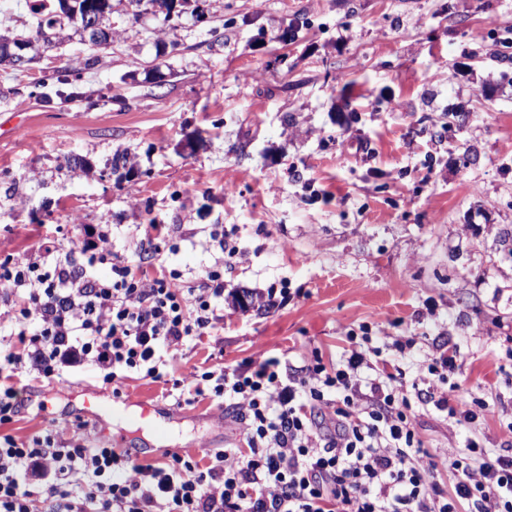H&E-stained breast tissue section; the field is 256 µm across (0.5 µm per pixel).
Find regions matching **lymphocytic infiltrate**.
Segmentation results:
<instances>
[{
    "mask_svg": "<svg viewBox=\"0 0 512 512\" xmlns=\"http://www.w3.org/2000/svg\"><path fill=\"white\" fill-rule=\"evenodd\" d=\"M110 231L99 243L63 252L45 243L36 259L0 260V300L14 312L0 321V377L36 364L62 380L61 366L92 364L105 384L127 373L160 379L167 353L211 335L224 320L219 271L206 288L185 292L175 278H145L114 255ZM107 264L111 275L99 277ZM367 358L352 348L328 370L311 354L301 370L271 358L183 381L195 394L233 405L246 445L210 454L207 470L179 453L159 465L133 464L128 452L96 448L85 438L50 434L31 444L0 442V512H512V454L470 440L448 458L451 490L425 468V450L404 388L381 378L362 382ZM437 408L456 427L484 417L485 400L459 385L439 391ZM45 480L38 508L29 489Z\"/></svg>",
    "mask_w": 512,
    "mask_h": 512,
    "instance_id": "lymphocytic-infiltrate-1",
    "label": "lymphocytic infiltrate"
}]
</instances>
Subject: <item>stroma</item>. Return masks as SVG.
<instances>
[{"mask_svg":"<svg viewBox=\"0 0 512 512\" xmlns=\"http://www.w3.org/2000/svg\"><path fill=\"white\" fill-rule=\"evenodd\" d=\"M198 10L129 19L97 66L71 34L21 75L0 67V259L70 249L110 228L112 250L153 278L200 287L224 279V324L168 360L163 381L130 374L120 396L91 365L65 384L35 370L0 435L30 442L81 430L91 444L169 452L208 465L244 445L222 400L190 399L184 373L276 358L290 368L319 352L328 369L368 335L364 378L400 369L427 388L426 357L448 343L449 375L489 411L466 428L415 404L429 462L468 439L512 450V0H198ZM111 106L78 110L28 96L56 66ZM21 120L23 136L9 126ZM127 155L132 177L110 164ZM84 159L86 168L75 167ZM166 225L159 255L140 259L143 224ZM223 229L244 259L210 233ZM286 289L276 306L238 293ZM100 393L102 411L83 400ZM174 406L157 432L140 401Z\"/></svg>","mask_w":512,"mask_h":512,"instance_id":"35a3bbf8","label":"stroma"}]
</instances>
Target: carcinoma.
Returning <instances> with one entry per match:
<instances>
[{
	"label": "carcinoma",
	"instance_id": "cac0c4a2",
	"mask_svg": "<svg viewBox=\"0 0 512 512\" xmlns=\"http://www.w3.org/2000/svg\"><path fill=\"white\" fill-rule=\"evenodd\" d=\"M148 2L160 12L165 19L179 14L177 7L187 4L190 0H133L139 5ZM35 7L30 13L36 22V31L32 36L17 35L9 40L0 36V65H7L11 70L22 73L36 60L37 54H29L34 43L43 42V48L54 47V39L62 26L63 20L78 26L83 37L91 46V53L84 59V68L92 69L99 63L100 53L112 45V0H33ZM94 19L99 31L103 35L95 40L87 33V20ZM40 87L54 89L55 96L68 103H84L86 93L79 84L74 70L69 67H60L48 74L40 83Z\"/></svg>",
	"mask_w": 512,
	"mask_h": 512
}]
</instances>
